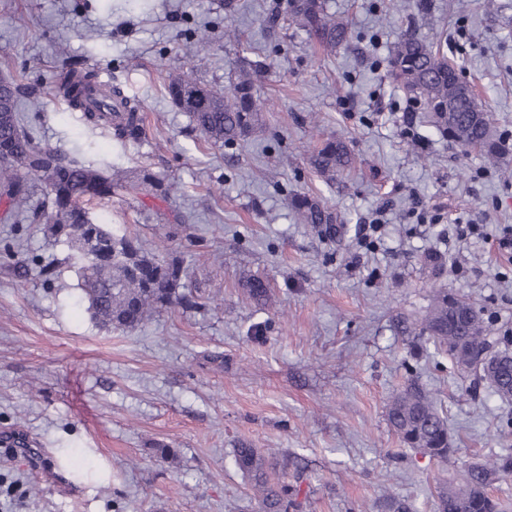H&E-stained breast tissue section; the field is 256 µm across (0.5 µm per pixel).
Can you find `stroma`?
<instances>
[{
	"instance_id": "obj_1",
	"label": "stroma",
	"mask_w": 512,
	"mask_h": 512,
	"mask_svg": "<svg viewBox=\"0 0 512 512\" xmlns=\"http://www.w3.org/2000/svg\"><path fill=\"white\" fill-rule=\"evenodd\" d=\"M347 18L348 47L324 56L288 21V0H0V77L31 92L26 129L50 149L129 179L151 171L176 195L123 192L90 216L144 252L178 261L197 304L133 330L100 327L78 305L74 251L0 201V512H260L235 448L272 451L301 512H436L458 460L512 455V400L473 386L449 358L410 349L396 316L426 314L438 290L476 302L493 336L512 329V260L453 221L512 225V178L463 153L387 76L416 29L461 69L492 113L512 167V0H325ZM233 18L240 39H224ZM264 66L261 126L205 142L165 92L192 68L204 86ZM108 74L147 116L142 141L86 124L56 91L58 71ZM326 139L354 166L326 181L310 164ZM330 211L336 235L300 223L291 202ZM381 219L379 248L358 240ZM265 278L272 307L251 302ZM414 381L436 399L456 448L439 462L403 447L386 419ZM173 448L159 458L158 445Z\"/></svg>"
}]
</instances>
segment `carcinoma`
<instances>
[{"label": "carcinoma", "instance_id": "obj_1", "mask_svg": "<svg viewBox=\"0 0 512 512\" xmlns=\"http://www.w3.org/2000/svg\"><path fill=\"white\" fill-rule=\"evenodd\" d=\"M292 21L315 40L326 56L350 43L349 22L327 10L324 0H288ZM263 70L254 66L244 70L228 86L206 88L198 85L193 71L171 78L166 90L171 101L189 114L195 127L214 144L234 143L247 137L260 121L257 82ZM392 82L409 95L411 101L431 114L434 123L448 138L466 151L478 149L486 161L497 164L503 148L492 115L479 107L459 66L444 53L433 49L414 30L397 43L389 62ZM57 83L70 105L83 112L93 126H103L113 99H121L127 111L112 123L114 135L126 141H139L145 135V117L117 86L103 93L100 111L84 106V93L95 84L92 69L66 70ZM20 88L12 78H0V183L8 207L21 206L26 192L17 179L21 157L28 154L27 172L39 177L49 190L50 224L48 231L70 243L72 228L83 227V238L100 239L108 234L94 222L83 203L109 196L116 190L134 195L166 196L175 190L160 176L145 171L136 181L126 180L115 171L106 174L85 165L77 156L56 153L27 131L19 115ZM353 162L351 152L341 140H328L311 156V164L324 177H332ZM295 209L307 224H331L333 216L307 197L295 200ZM80 298L92 317L103 327L134 329L154 314L174 306L194 304L184 292L183 270L175 261L149 256L131 238L112 240V256L87 263L76 255ZM247 295L258 305L270 302V289L261 278L247 282ZM416 336L448 355L463 373L484 382L503 400L512 399V350L508 337L503 347L490 340L491 325L475 302L456 293L439 292L431 308L419 323L409 327ZM387 420L400 441L430 457L446 461L455 452L447 420L440 414L435 398L411 381L397 391L387 405ZM238 468L253 482L263 512H288L293 506V491L285 481L271 478V464L256 448L234 450ZM512 475V457L484 464L465 465L464 478L458 484L440 488L437 512H504L500 501L486 487Z\"/></svg>", "mask_w": 512, "mask_h": 512}]
</instances>
